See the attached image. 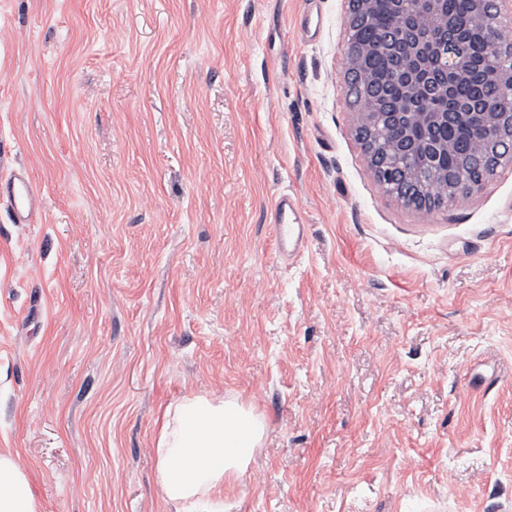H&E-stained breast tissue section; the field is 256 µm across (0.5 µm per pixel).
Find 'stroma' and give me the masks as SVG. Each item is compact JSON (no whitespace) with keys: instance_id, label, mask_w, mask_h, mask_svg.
Returning a JSON list of instances; mask_svg holds the SVG:
<instances>
[{"instance_id":"35a3bbf8","label":"stroma","mask_w":512,"mask_h":512,"mask_svg":"<svg viewBox=\"0 0 512 512\" xmlns=\"http://www.w3.org/2000/svg\"><path fill=\"white\" fill-rule=\"evenodd\" d=\"M348 0H0V454L38 512H166L188 395L266 433L224 512H512V162L377 183ZM296 196L304 249L276 252ZM0 199L7 200L23 221L37 208V198L28 179L22 174L15 173L0 182ZM298 206L297 199L288 194L277 196L272 204V224L277 250L280 256L288 257L299 252L305 241V225L294 220Z\"/></svg>"}]
</instances>
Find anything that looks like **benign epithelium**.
I'll return each mask as SVG.
<instances>
[{"mask_svg":"<svg viewBox=\"0 0 512 512\" xmlns=\"http://www.w3.org/2000/svg\"><path fill=\"white\" fill-rule=\"evenodd\" d=\"M398 16L417 13L423 25L397 34L384 33L377 41L345 49V66L349 74H356L365 85V98L359 112V130L383 125V134L390 146L404 154L418 153L428 169L425 183L405 192L392 191L400 202L420 211H432L444 203L448 193V154L460 149L453 139L444 134L455 123L458 111L466 110L465 120L472 135L467 152L472 160L482 165L487 156L484 147L504 139L512 143V129L504 128L493 103L484 97L460 101L452 95V88L468 78L466 60L456 50L453 23L448 20L444 0H391ZM477 8L472 24L488 48L498 43L499 32L495 21L504 6L512 8V0H493L494 11L486 12L482 0H474ZM385 46L406 57L410 68L400 78L402 95L395 112L377 111L378 91L375 81L364 69V60L376 47ZM480 184L463 175L455 179L457 196H467L479 190Z\"/></svg>","mask_w":512,"mask_h":512,"instance_id":"1","label":"benign epithelium"}]
</instances>
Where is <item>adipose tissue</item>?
<instances>
[{
	"label": "adipose tissue",
	"mask_w": 512,
	"mask_h": 512,
	"mask_svg": "<svg viewBox=\"0 0 512 512\" xmlns=\"http://www.w3.org/2000/svg\"><path fill=\"white\" fill-rule=\"evenodd\" d=\"M264 435L263 417L234 397L195 395L169 405L153 450L168 512H223L225 481L246 472ZM0 512H37L28 470L5 455Z\"/></svg>",
	"instance_id": "1"
}]
</instances>
